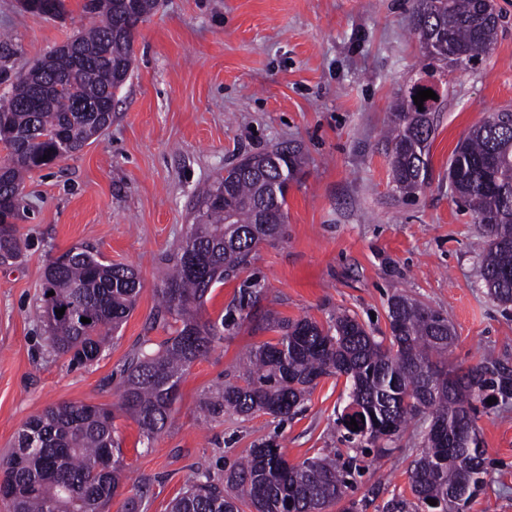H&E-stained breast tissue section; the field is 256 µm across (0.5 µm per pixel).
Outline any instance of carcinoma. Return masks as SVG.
I'll use <instances>...</instances> for the list:
<instances>
[{"mask_svg":"<svg viewBox=\"0 0 512 512\" xmlns=\"http://www.w3.org/2000/svg\"><path fill=\"white\" fill-rule=\"evenodd\" d=\"M160 0H84L91 27L76 34L77 51L53 49L19 71L9 97L0 101V148L9 163L0 173V262L20 257L24 243L15 218L32 173L80 151L108 128L112 116L89 112L108 105L132 72L137 26ZM25 9L57 16L64 0H24ZM486 0H414L411 24L427 74L440 62L478 63L492 51L504 16ZM415 87L392 112L386 142L393 181L410 194L428 183L429 147L437 108L414 103ZM300 173L293 151L245 155L224 169L197 197L193 224L168 259L158 308L151 324H180L149 351L132 353L118 388L119 402L104 405L62 402L30 418L4 459L13 492L0 500L11 512H107L124 474L117 413L138 427L146 447L165 429L187 369L224 341V331L250 317L201 321L207 295L248 265L252 252L282 233L288 185ZM448 181L485 237L478 276L487 294L512 305V110L497 109L475 125L453 151ZM141 282L137 271L74 247L49 257L41 284L46 339L69 364L98 360L133 311ZM53 291L55 295L47 296ZM65 308L62 317L56 310ZM90 322L83 323L81 318ZM389 335L374 336L343 313L326 327L311 318H277L266 341L245 357L243 371L203 399L211 417L226 412L249 417L263 412L286 417L316 381L346 376L350 412L341 417L346 440L360 453L385 449L416 417L423 419V445L407 470L412 499L394 496L385 512H417L427 499L438 512H466L486 474L477 427L476 401L492 397L512 403V367L484 358L466 369L448 366L456 336L443 314L404 295L387 305ZM358 430H353L351 420ZM360 476L358 456L342 463L318 453L288 462L283 449L261 443L226 470L224 479L205 474L169 504L168 512H321L341 502Z\"/></svg>","mask_w":512,"mask_h":512,"instance_id":"carcinoma-1","label":"carcinoma"}]
</instances>
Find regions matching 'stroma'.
I'll use <instances>...</instances> for the list:
<instances>
[{
  "instance_id": "35a3bbf8",
  "label": "stroma",
  "mask_w": 512,
  "mask_h": 512,
  "mask_svg": "<svg viewBox=\"0 0 512 512\" xmlns=\"http://www.w3.org/2000/svg\"><path fill=\"white\" fill-rule=\"evenodd\" d=\"M83 0L49 18L0 0V95L14 73L66 42L88 20ZM482 63L437 77L441 99L430 179L396 190L382 132L399 97L424 79L410 26L412 0H161L140 24L132 73L112 104V123L80 152L35 172L16 227L21 258L0 265V458L31 417L59 402L113 405L126 360L168 331L151 327L164 258L185 237L199 192L241 156L299 149L301 173L287 195L282 235L260 244L250 265L213 288L203 319L235 312L259 289L251 318L185 372L170 423L145 447L121 416L128 482L109 512H167L203 472L223 476L255 444L271 441L298 463L324 448L347 454L338 418L345 377L318 379L287 419L257 413L204 417L201 400L239 369L241 355L276 339L272 316L327 322L348 313L389 333L387 303L405 295L440 310L457 335L453 367L490 354L512 363V307L478 278L483 236L448 184L458 142L489 112L512 107V0ZM134 267V310L100 359L70 366L47 345L40 301L48 257L74 247ZM486 483L468 512H512V405L479 407ZM412 422L374 457L349 491L359 512H382L408 494L407 467L421 446Z\"/></svg>"
}]
</instances>
